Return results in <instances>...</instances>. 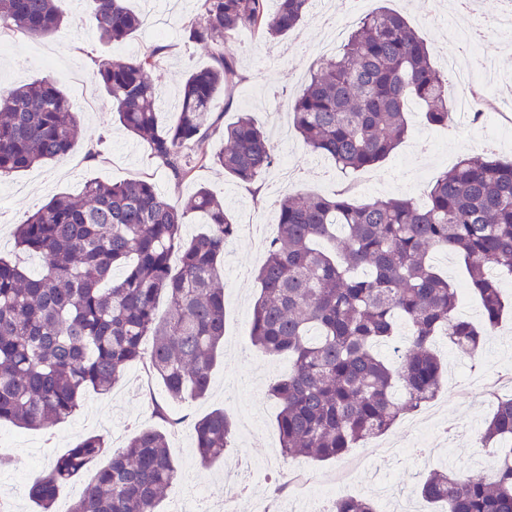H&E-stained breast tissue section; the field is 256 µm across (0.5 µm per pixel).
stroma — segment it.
<instances>
[{
    "label": "stroma",
    "instance_id": "1",
    "mask_svg": "<svg viewBox=\"0 0 512 512\" xmlns=\"http://www.w3.org/2000/svg\"><path fill=\"white\" fill-rule=\"evenodd\" d=\"M202 3L165 0L160 6L164 33H157L149 23L122 42L104 44L93 24L91 0H58L68 20L66 28L50 37L13 35L7 52L0 54V83L54 78L69 94L79 114L80 130L65 159L0 181V257L15 255L16 224L53 195L80 194L87 181L116 183L149 177L179 205L198 186L208 187L223 197L225 210L240 224L238 236L227 244L220 262L225 285L224 347L212 371L208 396L171 405L173 413L185 419L184 425L168 436L171 456L183 478L161 503V512H170L198 483L206 491L208 512H224V496L231 482L242 490L234 512H254L259 499L269 503L271 512H292L294 503L288 489L276 478L280 472L327 480L342 476L350 496L374 500L380 486L386 485L392 492H403L418 512H430L416 487L431 470L445 467L471 475L482 471L486 450L478 437L494 409L483 399V384L497 380L512 386V312L492 331L478 361L461 357L446 338L438 339L436 348L444 370L441 389L429 404L404 414L383 439L390 442L409 437L414 426L423 425L433 433L439 452L423 459L402 448L387 462L374 456L369 440L336 461L284 459L279 451L277 405L268 397L267 387L287 372L288 363L254 353L249 327L251 308L259 294L257 269L276 231L280 200L287 192L332 195L349 186L359 202L407 196L423 205L437 173L478 153L477 127L466 122L457 128L428 125L414 103L408 134L395 154L368 170L345 175L331 161L304 147L288 117L289 102L322 58L325 35L336 27L350 34L361 18L382 6L401 12L427 42L434 65L443 67L451 23L448 0H330L324 12H311L286 37L264 40L249 29L235 34L230 48L241 80L232 95H219L217 107L228 123L237 113H250L270 135L275 149L287 150L290 162L288 178H281L274 168L251 185L224 175L213 165L197 169L190 180L175 182L156 168L146 146L115 122L102 87L90 78L94 58L119 60L166 45L167 53L155 74L161 91L158 117L161 125L173 124L179 114V90L188 73L212 63L205 50L184 39V29L201 14ZM480 53L499 63L496 97L512 100V26L490 23ZM92 150L98 156L94 162L88 159ZM164 397L162 384L149 379L143 365L137 363L126 369L110 391H88L80 412L52 432L0 424V431L16 441L8 451L11 466L0 471V497L10 501L16 512H34L28 498L30 481L54 457L90 432L104 435L110 451L121 448L134 430L158 427L152 403ZM215 409L224 410L234 422V448L225 460L204 468L195 455L190 423Z\"/></svg>",
    "mask_w": 512,
    "mask_h": 512
}]
</instances>
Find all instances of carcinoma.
I'll use <instances>...</instances> for the list:
<instances>
[{"mask_svg":"<svg viewBox=\"0 0 512 512\" xmlns=\"http://www.w3.org/2000/svg\"><path fill=\"white\" fill-rule=\"evenodd\" d=\"M313 0H203L185 29L188 42L212 51L213 64L191 71L175 124L159 125V90L152 74L166 46L125 60L94 61L118 121L142 141L157 167L174 180L217 165L243 183L276 164L274 146L247 112L224 128V150L204 144L219 120L218 92L239 79L224 51L242 28L265 38L295 30ZM102 43L121 42L146 16L126 0H93ZM67 25L56 0H0V31L51 36ZM417 101L428 124L450 126L448 78L406 18L381 9L365 16L340 51L322 62L289 104L292 125L312 153L343 172L371 168L393 154L408 131ZM80 120L70 98L49 78L0 85V178L72 150ZM190 214L205 232H181ZM236 224L207 187L184 207L148 179L91 180L78 197L57 195L15 230L18 249L35 253L41 269L0 258V423L51 430L73 416L89 389L108 391L140 361L167 399L153 401L161 428L137 430L112 454L69 512H158L179 478L167 429L168 402L205 397L224 339V281L219 265ZM448 250L462 261L479 301L484 328L457 316V289L432 261ZM512 279V159L484 155L439 174L429 202L409 197L355 202L289 193L276 236L257 271L259 296L250 321L251 345L288 359L271 383L279 405L283 457L326 462L390 429L405 413L434 399L443 370L434 351L448 337L462 354L481 355L505 304L499 281ZM166 298L170 314L160 316ZM409 327L399 341L400 325ZM399 347L391 358L384 347ZM199 462L208 466L230 448L232 419L214 410L192 425ZM499 464L491 479L429 473L419 491L440 512H512V397L498 401L480 435ZM106 447L91 434L30 484L40 512H51L61 485L82 474ZM335 512H376L366 498L342 497Z\"/></svg>","mask_w":512,"mask_h":512,"instance_id":"carcinoma-1","label":"carcinoma"}]
</instances>
